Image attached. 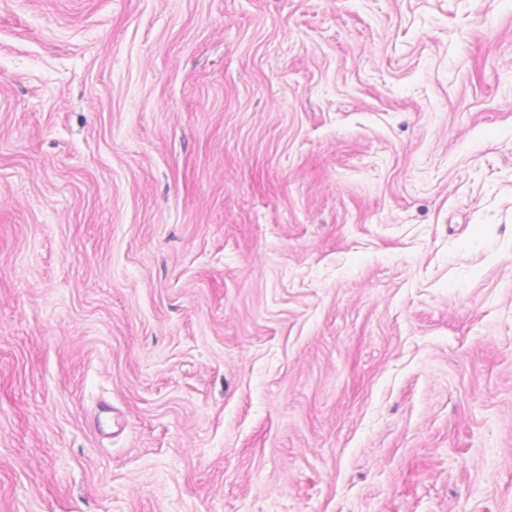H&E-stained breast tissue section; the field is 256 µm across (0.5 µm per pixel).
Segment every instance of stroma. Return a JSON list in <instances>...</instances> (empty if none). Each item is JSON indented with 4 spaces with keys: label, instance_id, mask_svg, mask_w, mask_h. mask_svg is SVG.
<instances>
[{
    "label": "stroma",
    "instance_id": "obj_1",
    "mask_svg": "<svg viewBox=\"0 0 512 512\" xmlns=\"http://www.w3.org/2000/svg\"><path fill=\"white\" fill-rule=\"evenodd\" d=\"M0 512H512V0H0Z\"/></svg>",
    "mask_w": 512,
    "mask_h": 512
}]
</instances>
